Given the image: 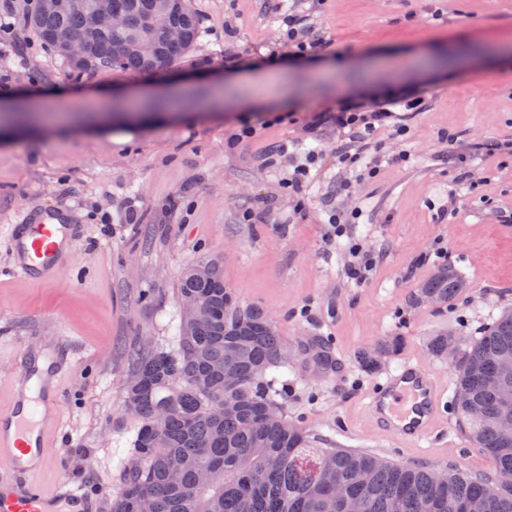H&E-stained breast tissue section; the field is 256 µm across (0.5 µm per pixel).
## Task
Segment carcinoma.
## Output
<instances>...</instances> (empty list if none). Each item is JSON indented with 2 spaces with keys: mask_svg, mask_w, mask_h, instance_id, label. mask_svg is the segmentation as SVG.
<instances>
[{
  "mask_svg": "<svg viewBox=\"0 0 512 512\" xmlns=\"http://www.w3.org/2000/svg\"><path fill=\"white\" fill-rule=\"evenodd\" d=\"M94 2L75 0L54 14L33 6L22 17L23 26L65 60L70 76L153 71L182 61L200 37L192 0H166L168 23L183 31L178 41L150 22L153 0H112L125 27L115 35L92 31L85 15ZM72 43L83 47L80 63L69 53ZM464 288V278L443 265L421 284L418 298L446 304ZM187 296L209 318L194 324L182 309L174 348L130 355L124 411L139 423L131 451L137 464L123 468L111 512H139L144 499L151 512H197L202 500L207 512H472L474 505L482 512H512V433L500 427L512 414V401L496 391L512 387V312L466 345L448 335L429 343L442 358L453 350L459 419L494 464L491 476L450 467L440 480L433 467L313 447L275 399V372L288 366V348L271 318L259 307L240 306L212 260L184 270L179 299ZM159 414L163 426L157 430Z\"/></svg>",
  "mask_w": 512,
  "mask_h": 512,
  "instance_id": "cac0c4a2",
  "label": "carcinoma"
}]
</instances>
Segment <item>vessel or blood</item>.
<instances>
[{
  "mask_svg": "<svg viewBox=\"0 0 512 512\" xmlns=\"http://www.w3.org/2000/svg\"><path fill=\"white\" fill-rule=\"evenodd\" d=\"M77 228L70 214L56 210L26 214L13 225L8 246L18 275L31 281L55 277L76 241ZM72 362L28 356L10 378L12 398L0 409V464L16 474L14 483H0V512H87L83 495L74 488L46 490L34 475L51 466L49 432L57 424L59 374L71 372ZM446 389L430 370L404 364L369 403L368 413L377 428L416 443L436 433L442 420Z\"/></svg>",
  "mask_w": 512,
  "mask_h": 512,
  "instance_id": "1",
  "label": "vessel or blood"
}]
</instances>
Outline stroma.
Here are the masks:
<instances>
[{
    "instance_id": "obj_1",
    "label": "stroma",
    "mask_w": 512,
    "mask_h": 512,
    "mask_svg": "<svg viewBox=\"0 0 512 512\" xmlns=\"http://www.w3.org/2000/svg\"><path fill=\"white\" fill-rule=\"evenodd\" d=\"M271 0H193L201 35L173 71L102 70L72 81L62 58L16 27L0 37V91L15 109L67 114L66 124L0 132V233L35 208L71 212L82 236L55 279L6 274L0 247V407L31 350H71L75 369L51 439L44 488L80 490L89 512H110L138 421L123 409L131 350L171 346L185 268L217 260L242 305L262 308L288 346L280 401L288 420L323 448L361 450L408 466L492 473L455 405L436 439L379 432L366 406L387 373L412 362L454 385L428 349L444 334L470 342L512 310V61L397 75L394 61L448 43L463 51L512 42V0H285L331 44L297 56ZM234 54L235 64L224 61ZM422 98L405 139L380 131L361 147L377 177L336 162L333 124L319 113L386 91ZM252 137L240 139L243 126ZM319 161L301 193L284 180ZM472 171L471 183L459 181ZM347 232H329L331 212ZM374 257L351 279V243ZM467 286L445 306L418 301L442 265ZM400 337L365 366L364 352ZM331 366L316 369L311 344Z\"/></svg>"
}]
</instances>
